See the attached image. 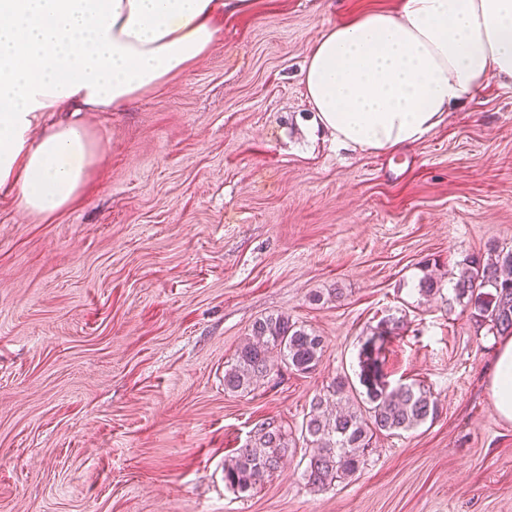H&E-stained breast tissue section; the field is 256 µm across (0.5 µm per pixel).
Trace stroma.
Instances as JSON below:
<instances>
[{
    "mask_svg": "<svg viewBox=\"0 0 512 512\" xmlns=\"http://www.w3.org/2000/svg\"><path fill=\"white\" fill-rule=\"evenodd\" d=\"M398 6L252 0L188 71L84 113L99 151L74 205L44 218L0 196V512H512L498 339L453 292L466 257L512 249V84L375 155L317 129L301 82L329 26ZM272 313L323 336L318 370L226 393ZM371 340L383 381H423L438 418L378 436L327 488L305 484L300 440L250 497L227 489L253 427L299 433Z\"/></svg>",
    "mask_w": 512,
    "mask_h": 512,
    "instance_id": "stroma-1",
    "label": "stroma"
}]
</instances>
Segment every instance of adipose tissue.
<instances>
[{
	"label": "adipose tissue",
	"mask_w": 512,
	"mask_h": 512,
	"mask_svg": "<svg viewBox=\"0 0 512 512\" xmlns=\"http://www.w3.org/2000/svg\"><path fill=\"white\" fill-rule=\"evenodd\" d=\"M224 0H0V191L51 216L81 194L97 145L80 113L113 112L205 55ZM512 83V0H400L329 27L301 71L337 144L395 152L490 80ZM72 107L74 118L46 123ZM490 391L512 420V337Z\"/></svg>",
	"instance_id": "adipose-tissue-1"
}]
</instances>
